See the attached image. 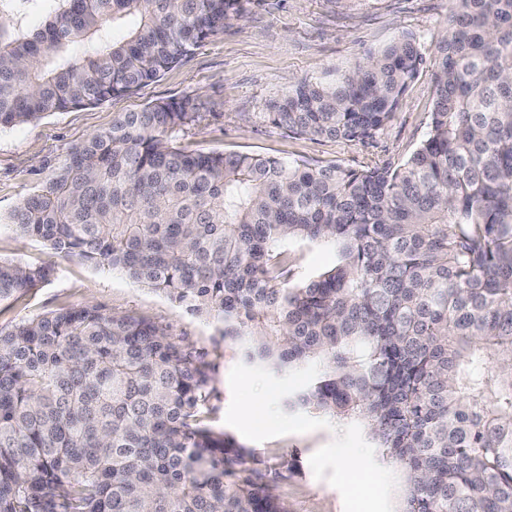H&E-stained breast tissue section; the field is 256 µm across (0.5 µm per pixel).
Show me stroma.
<instances>
[{"label":"stroma","mask_w":512,"mask_h":512,"mask_svg":"<svg viewBox=\"0 0 512 512\" xmlns=\"http://www.w3.org/2000/svg\"><path fill=\"white\" fill-rule=\"evenodd\" d=\"M64 0H0V21L24 33L61 11ZM449 0H242L241 11L223 31L161 79L100 105L55 112L0 129V217L39 189L71 147L111 125L122 112L193 96L200 123L186 133L191 150L256 153L300 163L338 162L350 168L402 164L424 139L434 93L421 76L405 93L394 118L372 141L297 136L269 123L272 101L305 76L362 60L403 32L412 33L425 57H432L448 25ZM294 280L331 267L325 244L286 242ZM0 257L22 262L50 258L42 243L22 238L0 221ZM53 259V258H50ZM55 272L40 288L0 305V327L61 307L94 304L158 323L176 340L206 352L216 431L253 450L275 475V491L288 512H344L340 493L316 479L309 460L334 433L320 429L263 442L244 438L225 424L231 400L228 375L242 357L225 344L222 322L194 315L158 291L125 275L107 273L78 259H53Z\"/></svg>","instance_id":"stroma-1"}]
</instances>
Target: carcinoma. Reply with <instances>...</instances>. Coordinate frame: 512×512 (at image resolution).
Here are the masks:
<instances>
[{
    "label": "carcinoma",
    "mask_w": 512,
    "mask_h": 512,
    "mask_svg": "<svg viewBox=\"0 0 512 512\" xmlns=\"http://www.w3.org/2000/svg\"><path fill=\"white\" fill-rule=\"evenodd\" d=\"M450 2L431 61L403 33L269 105L290 133L364 142L425 73L426 137L396 167L188 151L186 95L74 146L8 222L217 317L252 364H323L288 408L362 421L405 476L399 512H512V0ZM240 10L65 0L31 34L0 22V127L154 82ZM290 240L336 264L293 281ZM54 271L0 259V303ZM210 376L165 328L96 305L0 327V512H286L207 423Z\"/></svg>",
    "instance_id": "1"
}]
</instances>
